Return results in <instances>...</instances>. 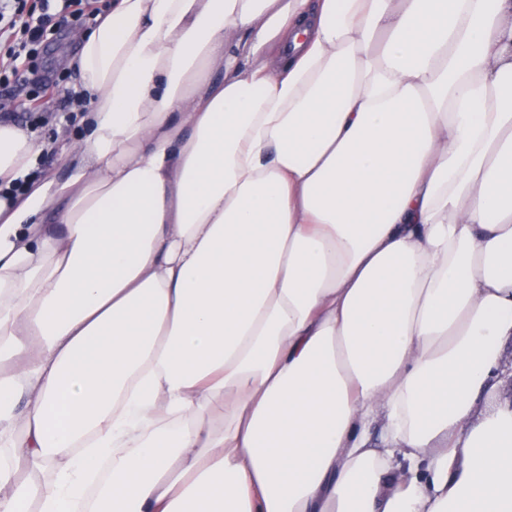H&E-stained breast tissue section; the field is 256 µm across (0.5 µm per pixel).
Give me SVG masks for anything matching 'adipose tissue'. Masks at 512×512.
<instances>
[{"instance_id":"obj_1","label":"adipose tissue","mask_w":512,"mask_h":512,"mask_svg":"<svg viewBox=\"0 0 512 512\" xmlns=\"http://www.w3.org/2000/svg\"><path fill=\"white\" fill-rule=\"evenodd\" d=\"M76 38L69 176L0 123V512H512V0Z\"/></svg>"}]
</instances>
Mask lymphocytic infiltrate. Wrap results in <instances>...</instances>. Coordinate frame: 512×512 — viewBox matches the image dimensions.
<instances>
[{
    "mask_svg": "<svg viewBox=\"0 0 512 512\" xmlns=\"http://www.w3.org/2000/svg\"><path fill=\"white\" fill-rule=\"evenodd\" d=\"M101 12L92 0H0V83H17L31 102L60 93L57 110L73 122L85 100L66 92L64 76L40 74L37 60L61 29L95 25Z\"/></svg>",
    "mask_w": 512,
    "mask_h": 512,
    "instance_id": "obj_1",
    "label": "lymphocytic infiltrate"
}]
</instances>
